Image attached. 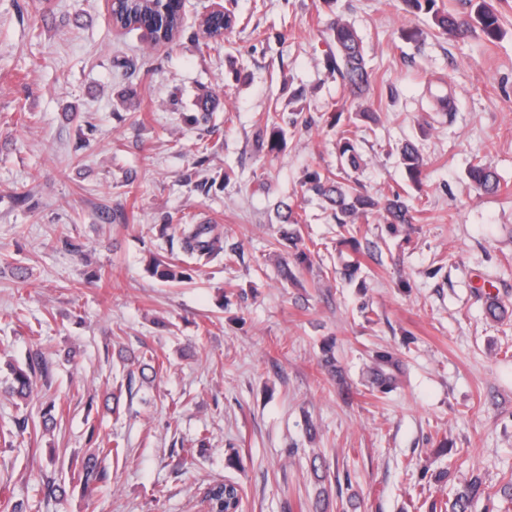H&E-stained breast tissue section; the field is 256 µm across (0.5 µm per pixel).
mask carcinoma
I'll return each mask as SVG.
<instances>
[{
	"mask_svg": "<svg viewBox=\"0 0 512 512\" xmlns=\"http://www.w3.org/2000/svg\"><path fill=\"white\" fill-rule=\"evenodd\" d=\"M402 3L411 13L430 15L434 25L443 34L461 36L469 31V24L439 10L437 0H402ZM182 7V0H115L112 4V15L115 24L141 30L151 42L157 44L172 41L181 31ZM474 22L485 41L491 43L500 37L498 10L493 0H476ZM234 24V12L226 8L224 12L213 13L208 17L205 31L213 38L223 29H232ZM330 38L336 52L327 58L328 67L336 73L351 94L360 98L365 96L370 91L372 77L366 68L363 44L357 31L351 24L338 18L330 27ZM278 116L277 112H269L265 116V125L271 127V138L267 144L270 153L279 150L283 142L284 130L278 122ZM354 136L355 132L352 130L342 131L337 143L340 165L338 174L333 178L319 171L309 173L307 180L311 189L328 202L336 223L340 225L360 224L368 220V215L375 210L380 212L385 224L412 223L411 206L400 194L395 193L380 202L363 193L357 182L351 179L348 171L360 168ZM399 160L409 179L415 184L420 183L423 158L419 147L410 141L404 143L399 150ZM469 177L485 195H496L500 192L497 174L480 159L470 165ZM161 228L173 231L180 251L186 256L184 261L160 254L153 257L151 272L164 282L182 283L189 280L191 275L188 273V265L204 267L224 254V233L217 224L207 220L197 224H185L182 218L170 216ZM340 244L351 249V253L347 255L341 250L338 251L344 276L351 279L361 268L358 240L350 235L343 238ZM46 368L45 353L41 350L29 355L25 363L11 365L12 381L6 388V393L20 400L27 399L32 393L37 375ZM68 469L85 490L92 489L96 483L107 478L105 469L93 454L81 460H69ZM480 487L481 483L477 480L466 482L455 494L452 512H471L474 501L480 494ZM205 498L208 500L209 512H227L231 506H240V486L231 481L216 482L208 487ZM24 508V502L13 500L9 485L0 486V512H23Z\"/></svg>",
	"mask_w": 512,
	"mask_h": 512,
	"instance_id": "cac0c4a2",
	"label": "carcinoma"
}]
</instances>
